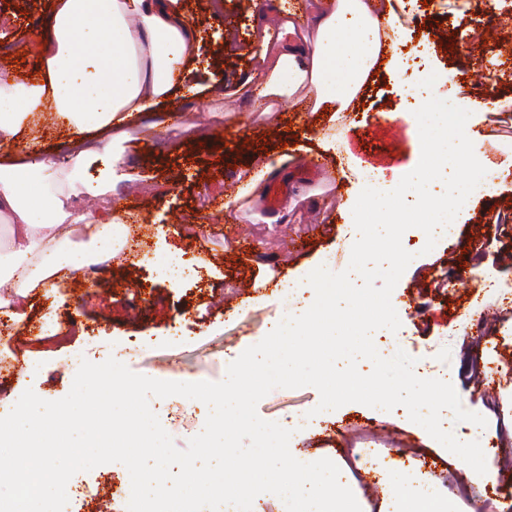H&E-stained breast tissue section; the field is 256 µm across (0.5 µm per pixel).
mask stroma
<instances>
[{"label": "stroma", "instance_id": "1", "mask_svg": "<svg viewBox=\"0 0 512 512\" xmlns=\"http://www.w3.org/2000/svg\"><path fill=\"white\" fill-rule=\"evenodd\" d=\"M182 2L186 19L202 38L190 50L186 80L173 97L181 122L159 127L154 116H144L122 145L127 168L138 179L133 205L115 193L97 204L127 209L144 251L154 252L157 233L165 232L170 245L198 263L199 276L192 282L166 280L140 259L118 256L97 287H84L78 277L35 289L26 328L0 338V359L24 356L32 368L0 371L1 401L23 388L44 400L62 399L71 390L77 360L101 363L113 355L133 372L159 380L222 381L226 363L259 343L293 306L279 283L328 256L338 259L332 272L348 267L357 231L345 203L367 187L365 172L393 168L406 174L418 164L414 114L395 125L376 122V112L395 109L422 74L431 76V95L446 100L453 97V84L470 79L464 46L476 0H427L410 15H397L394 23L408 39L420 31L443 30L446 42H431L425 73L397 79L379 67L363 105L345 125L331 126L322 112H304L288 122L286 98L269 97L267 110L256 111L244 85L252 62L239 48L252 43L257 18L288 21L301 12L303 0H224L223 15L235 41L230 49L218 34L209 0ZM48 8L49 0H0V14L14 17L0 36V60L15 62L22 72L35 70L36 58L18 60L13 47L42 25ZM483 62L498 92L489 104L470 88L468 124L504 174L491 192L473 198L451 242L427 253L417 229L404 233L416 257L393 290L406 309L399 330L388 339L427 371L445 370L464 409L486 418L483 428L470 422L453 426L460 438L474 436L482 443L485 478L472 481L461 461L425 435L400 406L387 412L348 403L320 413L319 393L310 386L274 389L257 406L267 421L303 418L289 442L294 457L304 463L332 460L362 512H397L390 482L399 471L423 475L427 492L445 512H476L486 503L512 512V459L503 454L512 448V319L485 287L491 280L512 282V234L502 227L503 219L512 217V119L502 115L512 109V56L490 53ZM331 132L338 146L331 169L307 167L305 158L321 151L320 135ZM350 160L357 176L332 184V170ZM269 162L277 165L275 175L247 202L226 210L212 207V200L229 199L226 183H242L249 171ZM230 224L248 226L245 245L227 236ZM47 316L56 323L75 320L67 344L46 337L42 321ZM87 326L96 333L91 344L83 333ZM150 406L180 449L203 430L208 414L182 396L154 398ZM353 445L385 454L375 465L356 462L347 453ZM72 483L82 494L68 500L66 512H125L131 497L129 474L119 463L77 473ZM452 484L463 488L464 496L449 494Z\"/></svg>", "mask_w": 512, "mask_h": 512}]
</instances>
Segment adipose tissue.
Masks as SVG:
<instances>
[{
  "label": "adipose tissue",
  "instance_id": "1",
  "mask_svg": "<svg viewBox=\"0 0 512 512\" xmlns=\"http://www.w3.org/2000/svg\"><path fill=\"white\" fill-rule=\"evenodd\" d=\"M314 41L291 25L259 24V50L247 83L255 96L308 88L312 111H347L379 61L399 73L401 59L381 35L394 23L392 0H308ZM198 33L179 0H51L35 73L0 65V215L13 223L0 241V296L11 322L26 321L34 288L76 276L89 252L109 244L121 211L73 209L65 197L97 199L124 176L116 144L136 117L165 106L185 79L184 57ZM68 134L67 151L33 150L36 132Z\"/></svg>",
  "mask_w": 512,
  "mask_h": 512
}]
</instances>
